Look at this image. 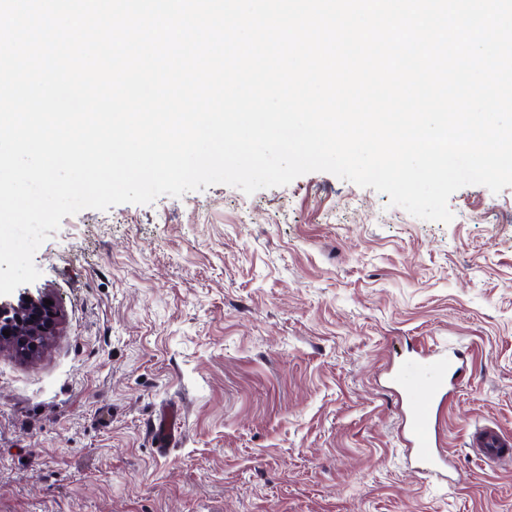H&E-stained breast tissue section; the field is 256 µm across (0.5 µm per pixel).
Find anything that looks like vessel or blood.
<instances>
[{
	"mask_svg": "<svg viewBox=\"0 0 512 512\" xmlns=\"http://www.w3.org/2000/svg\"><path fill=\"white\" fill-rule=\"evenodd\" d=\"M461 371L458 362L448 356L427 357L425 363L404 369L398 383L404 389H411L419 374L432 377L429 398L412 409L406 418L409 445L414 448L417 461L425 470L433 472L439 466L435 450L439 444L440 416L449 395L448 382ZM179 413L175 407H167L154 419L151 429L159 447L173 443L178 435ZM475 446L484 462L498 463L512 457V441L503 438L497 431L486 429L475 439Z\"/></svg>",
	"mask_w": 512,
	"mask_h": 512,
	"instance_id": "obj_1",
	"label": "vessel or blood"
}]
</instances>
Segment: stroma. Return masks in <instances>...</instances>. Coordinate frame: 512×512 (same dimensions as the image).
<instances>
[{"mask_svg":"<svg viewBox=\"0 0 512 512\" xmlns=\"http://www.w3.org/2000/svg\"><path fill=\"white\" fill-rule=\"evenodd\" d=\"M449 223L326 172L64 217L27 292L60 305L39 357L0 353V512H512V187ZM439 352L445 479L406 441L392 371ZM182 427L158 452L152 421ZM481 459L486 463L497 464L503 459L512 457V442L503 438L497 431L485 429L475 438Z\"/></svg>","mask_w":512,"mask_h":512,"instance_id":"1","label":"stroma"}]
</instances>
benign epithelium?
I'll list each match as a JSON object with an SVG mask.
<instances>
[{
	"label": "benign epithelium",
	"instance_id": "1",
	"mask_svg": "<svg viewBox=\"0 0 512 512\" xmlns=\"http://www.w3.org/2000/svg\"><path fill=\"white\" fill-rule=\"evenodd\" d=\"M31 301H25V298ZM47 293L24 292L17 299L0 297V351L8 350L19 358H34L42 353L61 329V312L57 304L47 305ZM10 331V336L3 331Z\"/></svg>",
	"mask_w": 512,
	"mask_h": 512
}]
</instances>
